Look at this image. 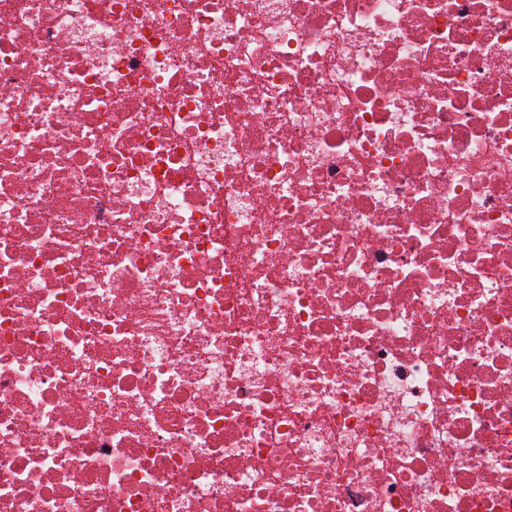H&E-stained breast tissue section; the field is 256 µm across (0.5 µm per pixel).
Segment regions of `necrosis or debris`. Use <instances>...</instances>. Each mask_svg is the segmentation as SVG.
Segmentation results:
<instances>
[{
  "label": "necrosis or debris",
  "instance_id": "1",
  "mask_svg": "<svg viewBox=\"0 0 512 512\" xmlns=\"http://www.w3.org/2000/svg\"><path fill=\"white\" fill-rule=\"evenodd\" d=\"M0 512H512V0H0Z\"/></svg>",
  "mask_w": 512,
  "mask_h": 512
}]
</instances>
